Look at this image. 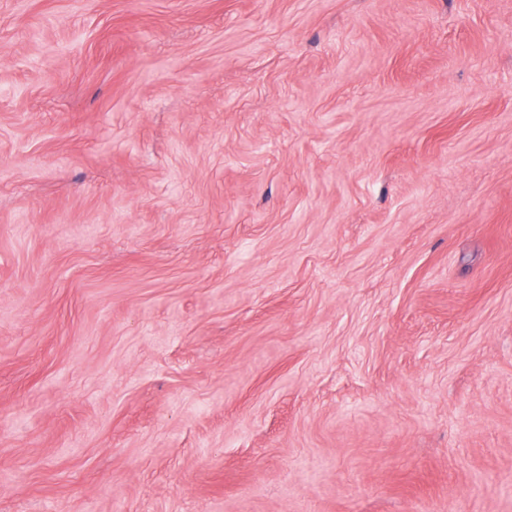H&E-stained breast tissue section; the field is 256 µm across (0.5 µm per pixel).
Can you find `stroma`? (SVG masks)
Returning a JSON list of instances; mask_svg holds the SVG:
<instances>
[{
  "mask_svg": "<svg viewBox=\"0 0 512 512\" xmlns=\"http://www.w3.org/2000/svg\"><path fill=\"white\" fill-rule=\"evenodd\" d=\"M0 512H512V0H0Z\"/></svg>",
  "mask_w": 512,
  "mask_h": 512,
  "instance_id": "35a3bbf8",
  "label": "stroma"
}]
</instances>
